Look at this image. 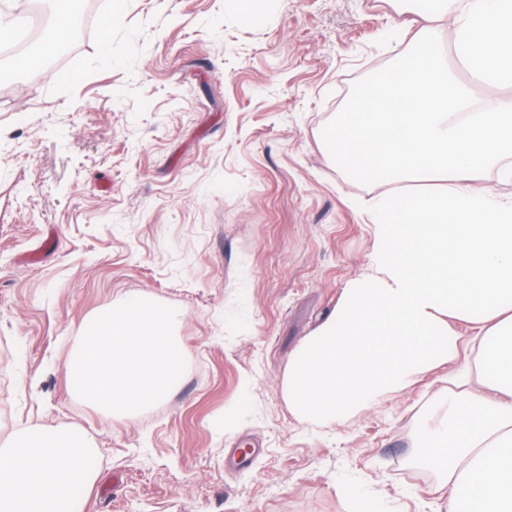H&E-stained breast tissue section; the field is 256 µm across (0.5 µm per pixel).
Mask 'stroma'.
I'll return each instance as SVG.
<instances>
[{
  "label": "stroma",
  "instance_id": "stroma-1",
  "mask_svg": "<svg viewBox=\"0 0 512 512\" xmlns=\"http://www.w3.org/2000/svg\"><path fill=\"white\" fill-rule=\"evenodd\" d=\"M125 0L82 70L0 92V447L30 425L94 444L84 512H438L411 461L430 373L344 422L284 392L300 343L367 271L366 206L323 132L408 44L397 0ZM132 294L176 308L186 368L108 415L70 390L83 324Z\"/></svg>",
  "mask_w": 512,
  "mask_h": 512
}]
</instances>
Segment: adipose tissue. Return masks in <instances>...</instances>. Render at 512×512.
I'll return each mask as SVG.
<instances>
[{
  "label": "adipose tissue",
  "instance_id": "1",
  "mask_svg": "<svg viewBox=\"0 0 512 512\" xmlns=\"http://www.w3.org/2000/svg\"><path fill=\"white\" fill-rule=\"evenodd\" d=\"M406 2L411 44L324 131L337 166L377 190L372 247L367 274L293 355L288 404L301 422H341L445 369L453 389L420 450L438 464L447 512H512V197L484 184L492 169L512 180V95L483 100L455 74L512 86V0ZM449 16L446 47L437 22ZM434 173L447 174L443 190L408 191ZM93 454L78 432L27 427L0 448V512H76Z\"/></svg>",
  "mask_w": 512,
  "mask_h": 512
}]
</instances>
